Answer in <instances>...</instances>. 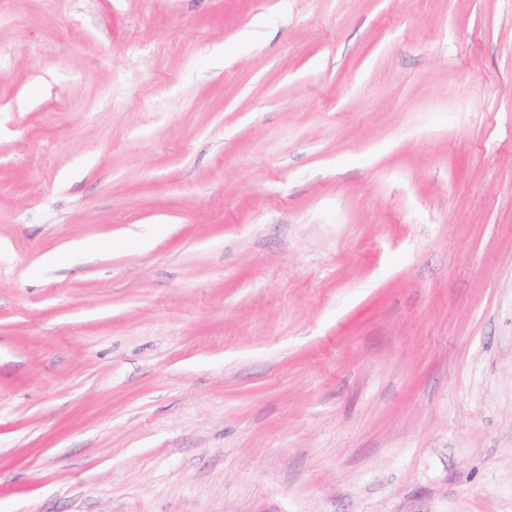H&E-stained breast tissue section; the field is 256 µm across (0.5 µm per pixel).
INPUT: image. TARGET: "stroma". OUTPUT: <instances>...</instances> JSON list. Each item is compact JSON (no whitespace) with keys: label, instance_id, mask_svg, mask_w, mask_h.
I'll return each instance as SVG.
<instances>
[{"label":"stroma","instance_id":"1","mask_svg":"<svg viewBox=\"0 0 512 512\" xmlns=\"http://www.w3.org/2000/svg\"><path fill=\"white\" fill-rule=\"evenodd\" d=\"M0 512H512V0H0Z\"/></svg>","mask_w":512,"mask_h":512}]
</instances>
